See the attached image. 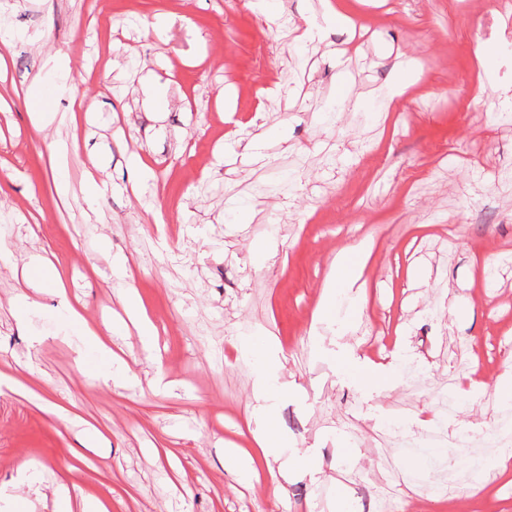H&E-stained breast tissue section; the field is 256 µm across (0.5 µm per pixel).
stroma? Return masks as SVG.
Returning <instances> with one entry per match:
<instances>
[{"mask_svg":"<svg viewBox=\"0 0 512 512\" xmlns=\"http://www.w3.org/2000/svg\"><path fill=\"white\" fill-rule=\"evenodd\" d=\"M344 3L354 25L304 43L294 27L320 16L319 0H267L263 13L247 0H0V160L13 173L0 176V229L14 245L0 261V372L36 394L0 390V512H67L57 491L69 481L72 499L104 496L112 512H417L415 477L470 461L447 441L399 451L390 432L418 434L434 417L456 437L488 432L512 407L496 390L512 374V0ZM160 15L172 23L159 37ZM55 54L94 110L73 128L59 99L37 130L19 99ZM410 61L420 80L380 111ZM150 69L169 83L157 115L142 103ZM253 118L270 132L258 162L228 148ZM71 140L63 201L44 148ZM91 151L101 211L84 201ZM136 154L149 168L134 184ZM365 239L361 309L341 297L336 323H314L336 253ZM33 254L66 271L131 379L102 384L96 347L78 354L54 337L48 292L22 317ZM129 287L157 330L148 351ZM241 333L282 350L288 384L272 421L288 446L246 479L224 464L225 449H256ZM380 365L387 386H364ZM50 404L82 414L102 444L83 447ZM306 456L318 476L293 470L273 502L271 469ZM391 466L403 485L367 508ZM424 512H512V455L491 453L482 476L428 494Z\"/></svg>","mask_w":512,"mask_h":512,"instance_id":"stroma-1","label":"stroma"}]
</instances>
